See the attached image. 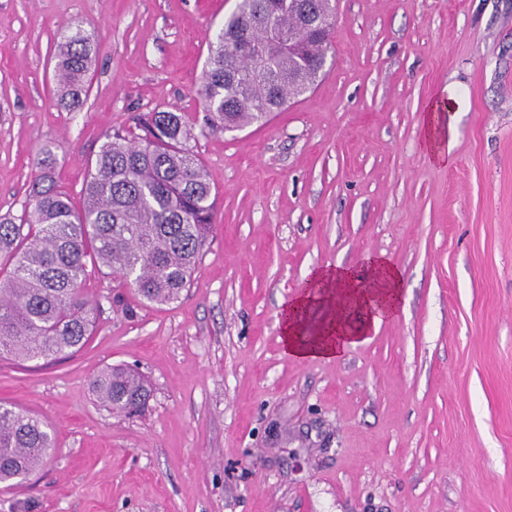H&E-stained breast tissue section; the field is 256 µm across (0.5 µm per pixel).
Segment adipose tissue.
Masks as SVG:
<instances>
[{"label":"adipose tissue","mask_w":512,"mask_h":512,"mask_svg":"<svg viewBox=\"0 0 512 512\" xmlns=\"http://www.w3.org/2000/svg\"><path fill=\"white\" fill-rule=\"evenodd\" d=\"M367 273L374 288L366 291L358 286L359 278L350 269L325 266L311 273L317 292H304L284 305L281 316L280 340L286 353L299 359L331 360L342 356L369 331L378 327L383 318L397 314L402 303L401 272L384 258H372ZM316 303L326 305V321L314 332L308 331L305 312ZM363 309L365 319L356 330H349L347 306Z\"/></svg>","instance_id":"ef3b65f1"}]
</instances>
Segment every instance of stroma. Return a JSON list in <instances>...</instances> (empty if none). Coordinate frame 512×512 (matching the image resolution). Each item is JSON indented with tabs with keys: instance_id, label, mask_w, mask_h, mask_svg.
I'll return each mask as SVG.
<instances>
[{
	"instance_id": "35a3bbf8",
	"label": "stroma",
	"mask_w": 512,
	"mask_h": 512,
	"mask_svg": "<svg viewBox=\"0 0 512 512\" xmlns=\"http://www.w3.org/2000/svg\"><path fill=\"white\" fill-rule=\"evenodd\" d=\"M236 0H0V216L40 149L74 205L107 134L154 108L204 115L209 43ZM99 45L89 96L56 105L62 33ZM453 136L440 166L420 119ZM215 222L180 299L109 269L92 336L0 359V403L55 451L0 512H512V0H336L316 84L266 123L196 135ZM402 273L404 311L332 360L279 341L311 270ZM136 368L153 396L108 411L90 381Z\"/></svg>"
}]
</instances>
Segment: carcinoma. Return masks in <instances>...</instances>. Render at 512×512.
Wrapping results in <instances>:
<instances>
[{
    "instance_id": "1",
    "label": "carcinoma",
    "mask_w": 512,
    "mask_h": 512,
    "mask_svg": "<svg viewBox=\"0 0 512 512\" xmlns=\"http://www.w3.org/2000/svg\"><path fill=\"white\" fill-rule=\"evenodd\" d=\"M332 0H236L209 45L202 74L203 132L241 129L260 113L279 112L320 77L330 49L319 23L332 19ZM297 35L298 59L284 53L254 72L234 58L242 41L261 50L270 29ZM97 54L93 36L76 27L61 36L56 55L57 104L75 111L88 98ZM193 128L179 112L152 110L135 129L114 132L88 171L82 206L55 178L53 147L38 153L30 207L17 224L0 218V357L52 361L81 349L93 332L97 307L81 292L88 267L116 271L144 300L170 304L190 285L214 218L216 192L205 165L188 147ZM106 408L142 409L150 390L124 366L91 380ZM53 448L46 423L0 405V484L10 487L39 469Z\"/></svg>"
}]
</instances>
